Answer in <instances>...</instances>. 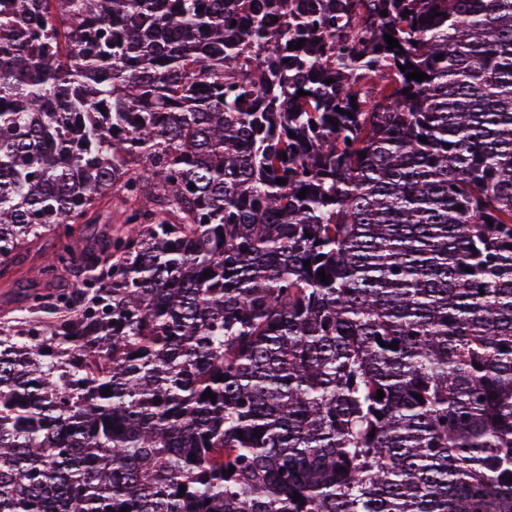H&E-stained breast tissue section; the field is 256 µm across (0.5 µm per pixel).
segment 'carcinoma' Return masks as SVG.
<instances>
[{"label": "carcinoma", "mask_w": 512, "mask_h": 512, "mask_svg": "<svg viewBox=\"0 0 512 512\" xmlns=\"http://www.w3.org/2000/svg\"><path fill=\"white\" fill-rule=\"evenodd\" d=\"M1 105L0 275L124 211L0 321V512H512V0H0ZM119 204L115 200L104 202L97 207L96 218L91 224H82L77 234V254L81 255L95 249L99 242L110 235L118 225Z\"/></svg>", "instance_id": "obj_1"}]
</instances>
